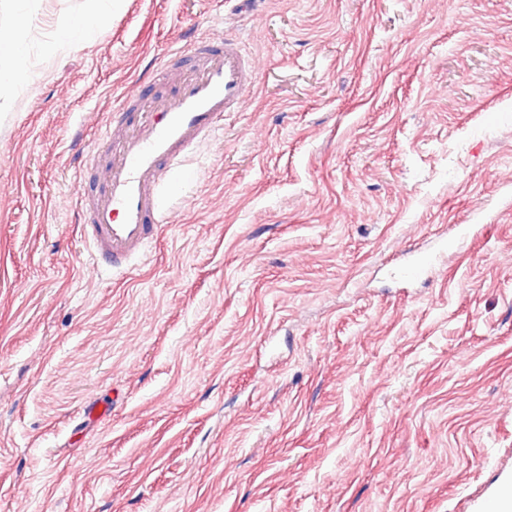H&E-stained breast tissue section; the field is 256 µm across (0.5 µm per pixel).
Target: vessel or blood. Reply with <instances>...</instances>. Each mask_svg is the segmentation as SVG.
<instances>
[{
  "label": "vessel or blood",
  "instance_id": "obj_1",
  "mask_svg": "<svg viewBox=\"0 0 512 512\" xmlns=\"http://www.w3.org/2000/svg\"><path fill=\"white\" fill-rule=\"evenodd\" d=\"M163 69L169 93L158 98L141 84L127 99L135 116L104 125L96 140L112 160L98 173L101 192L84 225L94 271L125 270L150 249L172 221V185L202 148L223 143L225 114L244 111L258 78L242 41L228 34L196 38L169 53Z\"/></svg>",
  "mask_w": 512,
  "mask_h": 512
}]
</instances>
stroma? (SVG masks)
<instances>
[{
	"instance_id": "stroma-1",
	"label": "stroma",
	"mask_w": 512,
	"mask_h": 512,
	"mask_svg": "<svg viewBox=\"0 0 512 512\" xmlns=\"http://www.w3.org/2000/svg\"><path fill=\"white\" fill-rule=\"evenodd\" d=\"M0 0V512H487L512 484V0ZM14 25V24H13ZM261 75L95 273L76 173L175 40ZM427 275L394 270L409 251ZM1 57L7 58L8 67L0 66V85L4 83L19 84L27 71V59L15 40L14 31L0 27Z\"/></svg>"
}]
</instances>
